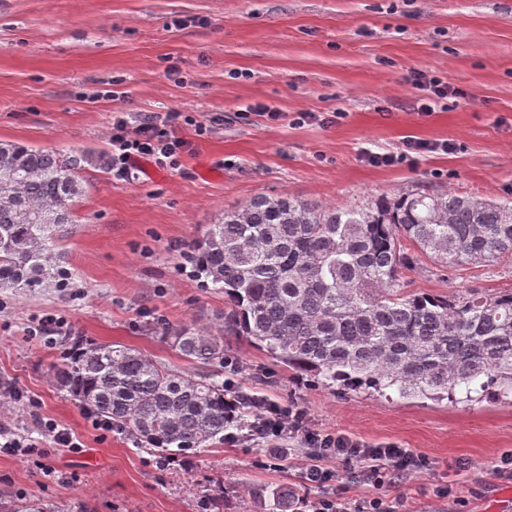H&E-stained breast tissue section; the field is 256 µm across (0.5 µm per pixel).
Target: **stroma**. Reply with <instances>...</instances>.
Returning <instances> with one entry per match:
<instances>
[{
  "label": "stroma",
  "instance_id": "1",
  "mask_svg": "<svg viewBox=\"0 0 512 512\" xmlns=\"http://www.w3.org/2000/svg\"><path fill=\"white\" fill-rule=\"evenodd\" d=\"M177 69L169 77L168 69ZM414 71H432L463 98L424 114ZM115 89V98L104 92ZM261 103L279 121L246 114ZM177 110L194 119L177 133L193 154L154 178H113L86 167L85 194L60 242L73 287L0 289V383L39 400L0 413V428L74 433L44 476L32 459L0 454V498L50 503L59 512H200L224 493V512H269L271 494L312 464L297 440L287 459L241 440L167 466L93 419L50 379L60 349L32 339L34 318H63V334L117 343L179 370L190 364L148 333L152 322L218 330L224 295L202 287L188 255L206 225L261 195L322 206L362 205L411 190L512 198V0H0V142L111 155L119 112ZM336 112V123L295 124L297 113ZM209 126L197 136L196 125ZM409 139L447 141L392 166L367 153H397ZM410 292L512 289V264L454 273L422 257ZM242 366V391L300 407L313 428L367 445L393 443L424 457L418 474L376 489L357 462L335 461L328 489L375 494L399 512H512V478L496 474L512 453V394L431 399L362 387L346 392L294 375L249 339H224Z\"/></svg>",
  "mask_w": 512,
  "mask_h": 512
}]
</instances>
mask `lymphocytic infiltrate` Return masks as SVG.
I'll return each instance as SVG.
<instances>
[{"label": "lymphocytic infiltrate", "mask_w": 512, "mask_h": 512, "mask_svg": "<svg viewBox=\"0 0 512 512\" xmlns=\"http://www.w3.org/2000/svg\"><path fill=\"white\" fill-rule=\"evenodd\" d=\"M183 118V113L178 111L162 115L144 112L134 117L118 113L112 122L113 176L121 179L131 176L132 166L139 159L162 169H178L182 155L192 146L191 141L172 132L173 125ZM43 437L45 442L39 445L0 432V453L47 457L65 449L73 452L80 447L67 429L54 424L45 425ZM272 437L295 438L303 447L312 449L315 462L302 473V482L308 487H323L332 481L334 473L324 465L328 459L360 462L361 479L375 487L424 466L423 460L409 449L394 444L368 446L339 432L315 429L309 425L304 410L297 407L281 410L264 401L259 404L258 414L245 422L243 431L224 435L229 442Z\"/></svg>", "instance_id": "lymphocytic-infiltrate-1"}]
</instances>
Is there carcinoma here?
<instances>
[{
  "instance_id": "cac0c4a2",
  "label": "carcinoma",
  "mask_w": 512,
  "mask_h": 512,
  "mask_svg": "<svg viewBox=\"0 0 512 512\" xmlns=\"http://www.w3.org/2000/svg\"><path fill=\"white\" fill-rule=\"evenodd\" d=\"M105 155L0 143V288H67L56 240L84 194L80 171ZM412 245L460 271L512 262V201L407 192L322 207L260 196L209 224L197 276L224 291V332L166 325L195 366L173 370L121 344L59 341L57 387L165 461L235 429L226 414L224 335L246 336L289 370L404 397L512 393V290L405 291Z\"/></svg>"
}]
</instances>
